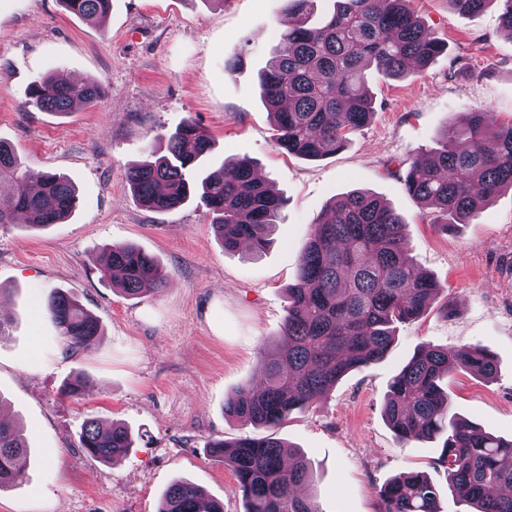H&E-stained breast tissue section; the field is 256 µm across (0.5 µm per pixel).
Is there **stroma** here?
Returning <instances> with one entry per match:
<instances>
[{
    "label": "stroma",
    "mask_w": 512,
    "mask_h": 512,
    "mask_svg": "<svg viewBox=\"0 0 512 512\" xmlns=\"http://www.w3.org/2000/svg\"><path fill=\"white\" fill-rule=\"evenodd\" d=\"M412 7L445 52L398 81L368 74L371 122L336 155L306 160L276 145L258 86L287 0H111L101 22L61 0H0V141L28 174L63 175L79 196L63 223L0 227V313L12 321L0 340V406L28 444L25 478L0 489V512H157L180 480L224 512H245L233 471L208 446L258 435L225 417L224 400L256 383L261 351L280 339L313 219L354 190L405 218L408 255L441 291L421 317L398 325L385 358L348 372L275 435L309 461L320 512H379L380 489L412 471L437 486L440 512H467L436 463L439 443L399 442L383 409L393 376L422 345L481 346L495 355L496 372H454L452 410L512 439V189L472 223L442 232L404 177L418 154L440 148L463 103L483 107L491 126L512 120V33L494 0L474 14L448 0ZM233 56L243 66L230 74L224 61ZM49 75L97 82L104 96L67 115L26 106L30 86ZM189 116L212 139L211 161L249 158L285 199L263 253L224 249L196 203L155 212L133 196L129 168ZM125 243L163 265L160 292L130 298L102 279L99 252ZM55 289L99 322L91 350L68 348L45 316ZM446 303L452 316L441 312ZM77 377L86 388L74 400L62 389ZM89 418L132 430L134 444L117 463L80 448Z\"/></svg>",
    "instance_id": "35a3bbf8"
}]
</instances>
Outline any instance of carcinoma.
Masks as SVG:
<instances>
[{
    "mask_svg": "<svg viewBox=\"0 0 512 512\" xmlns=\"http://www.w3.org/2000/svg\"><path fill=\"white\" fill-rule=\"evenodd\" d=\"M71 13H107L110 0H63ZM315 0H290L288 29L260 75V96L273 120L275 141L286 152L318 160L336 154L348 135L367 125L374 102L366 71L385 80L425 70L444 43L418 19L411 0H334L319 26L311 23ZM102 98V87L46 77L35 82L27 105L67 114ZM440 149L415 159L405 177L408 193L438 213L448 231L468 224L502 187H512V121L488 129L483 109L458 113L441 134ZM212 143L192 118L167 136L166 151L128 173L130 189L147 208L165 212L196 199L213 216L224 249L243 244L260 252L269 245L285 200L254 173L246 158L215 168L207 163ZM78 207L74 185L55 173L35 192L16 152L0 143V225L23 213L29 227L60 224ZM296 282L288 287L284 340L261 356L264 382L244 386L224 402V414L243 424L274 429L293 412L333 387L348 372L383 359L396 324L423 315L440 286L408 257L403 217L365 192L335 197L330 214L312 221ZM102 278L128 296L165 287L167 276L144 250L121 244L103 248ZM44 309L58 335L76 350L91 349L101 336L96 319L71 295L52 292ZM494 354L484 348L425 345L393 377L384 417L401 442L437 439V464L448 488L473 512H512V440L485 433L452 413L441 386L455 370L489 377ZM132 437L122 424L85 422L79 446L109 463L126 454ZM235 474L245 512H319L305 489L313 482L307 462L272 435L246 436L210 445ZM27 442L23 428L0 421V487L24 479ZM189 482L169 487L157 512H224ZM381 512H438L439 491L420 472L391 479L380 494Z\"/></svg>",
    "mask_w": 512,
    "mask_h": 512,
    "instance_id": "cac0c4a2",
    "label": "carcinoma"
}]
</instances>
